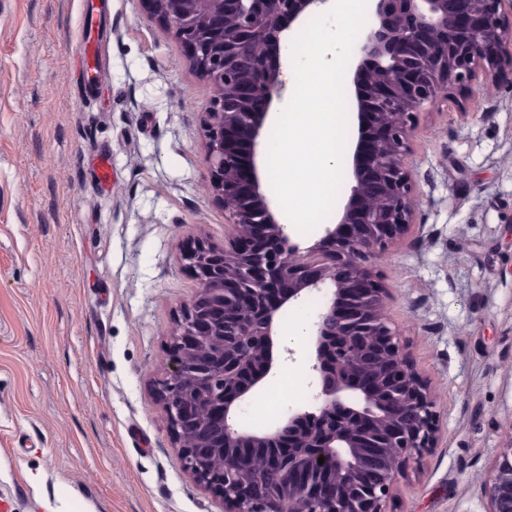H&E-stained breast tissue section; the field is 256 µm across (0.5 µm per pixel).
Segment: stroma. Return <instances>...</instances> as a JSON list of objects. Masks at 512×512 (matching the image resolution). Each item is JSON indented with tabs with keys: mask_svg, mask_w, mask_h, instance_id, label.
I'll return each instance as SVG.
<instances>
[{
	"mask_svg": "<svg viewBox=\"0 0 512 512\" xmlns=\"http://www.w3.org/2000/svg\"><path fill=\"white\" fill-rule=\"evenodd\" d=\"M108 14L100 79L73 50L81 0H0V499L11 512H222L168 432L156 384L199 289L184 245L224 242L205 191L211 84L144 0ZM413 226L365 263L436 400L435 448L384 512H489L512 446V83L425 105ZM108 167L110 180L97 177ZM264 386L311 403L314 344Z\"/></svg>",
	"mask_w": 512,
	"mask_h": 512,
	"instance_id": "obj_1",
	"label": "stroma"
}]
</instances>
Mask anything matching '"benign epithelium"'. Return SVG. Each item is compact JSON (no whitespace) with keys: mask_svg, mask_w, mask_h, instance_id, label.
Returning a JSON list of instances; mask_svg holds the SVG:
<instances>
[{"mask_svg":"<svg viewBox=\"0 0 512 512\" xmlns=\"http://www.w3.org/2000/svg\"><path fill=\"white\" fill-rule=\"evenodd\" d=\"M326 2L145 0L214 89L208 191L227 240L181 253L200 288L176 323L157 395L186 469L224 512H384L402 462L434 447L435 397L384 315L379 275L360 260L412 225L406 160L420 109L456 85L512 77V0H367L372 23L345 85L357 119L344 158L349 194L302 251L269 193V116L286 87L270 52ZM314 293L325 297L310 331L315 404L266 430L242 428L244 402L293 354L282 312ZM254 448L265 451L260 470ZM488 494L489 512H512V447Z\"/></svg>","mask_w":512,"mask_h":512,"instance_id":"benign-epithelium-1","label":"benign epithelium"}]
</instances>
